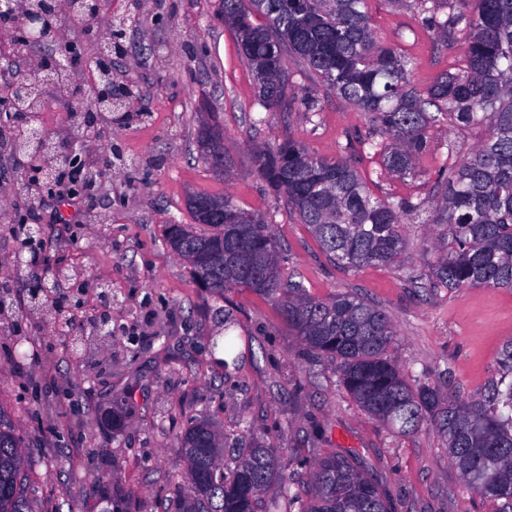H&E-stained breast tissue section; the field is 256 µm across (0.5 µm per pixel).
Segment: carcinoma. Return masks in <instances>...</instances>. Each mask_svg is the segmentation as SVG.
Returning a JSON list of instances; mask_svg holds the SVG:
<instances>
[{"label":"carcinoma","mask_w":512,"mask_h":512,"mask_svg":"<svg viewBox=\"0 0 512 512\" xmlns=\"http://www.w3.org/2000/svg\"><path fill=\"white\" fill-rule=\"evenodd\" d=\"M423 26L449 49L466 37L464 64L419 88L408 59L375 37L365 0H220L224 26L255 73L269 111L320 109L319 97L293 94L284 57L293 55L327 90L367 116L340 156L324 158L292 138L256 151L260 177L278 206L311 230L327 260L345 270L387 266L405 251V224L439 228L437 260L417 288L512 290V0H444L445 16L414 0ZM449 119L487 124L490 137L449 173L438 174L417 202L372 196L346 153L370 150L387 173L411 175L429 131ZM211 126L221 125L213 121ZM209 126V127H211ZM201 124L196 143L211 163ZM189 224H168L165 240L207 292L245 286L277 308L310 352L338 363V382L362 410L393 432L431 426L466 485L512 512V341L495 378L478 398L463 399L429 382H410L388 350L397 340L390 317L355 293L309 295L282 272L273 225L240 209L232 196L193 194ZM183 483L170 512H263L276 490L282 512H395L378 483L341 454L320 458L306 477L279 471L276 451L259 438L228 446L205 417L179 437ZM101 512H130L131 491L115 476L99 480ZM0 512H31L19 438L0 427Z\"/></svg>","instance_id":"obj_1"}]
</instances>
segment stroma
<instances>
[{
	"label": "stroma",
	"mask_w": 512,
	"mask_h": 512,
	"mask_svg": "<svg viewBox=\"0 0 512 512\" xmlns=\"http://www.w3.org/2000/svg\"><path fill=\"white\" fill-rule=\"evenodd\" d=\"M219 4L112 0L113 17L126 22L112 78L133 91L131 117L97 115L93 140L82 136L81 114L58 109L56 86L42 85L37 129L97 172L90 197L79 187L69 198L44 189L19 193L24 168L10 144L21 119L6 116L5 99L40 58L61 51L54 44L21 51L10 34L0 35V278L13 283V304L0 311V408L27 461L32 512H99L94 480L102 475L133 489L131 512H165L184 471L178 436L202 414L220 433L248 429L262 437L287 472L333 452L352 456L395 512H497L496 502L465 485L431 427L409 435L387 430L338 385L336 364L305 349L271 302L247 288L211 296L165 245L166 225L192 221L189 195H231L273 224L288 276L313 296L352 292L381 307L397 329L389 355L403 374H426L466 397L484 390L512 340V291L412 287L410 275L426 276L436 258L434 225H407L404 263L345 272L327 261L306 225L276 206L255 166L257 147L289 137L334 157L347 133L365 130L366 118L325 93L292 55L293 88L319 96L320 112L264 109ZM367 11L378 39L411 61L420 87L462 65L465 42L437 50L414 0H367ZM209 111L224 128L231 164L224 176L201 159L195 139ZM489 134L485 124L431 129L415 175L403 180L381 174L379 157L351 159L373 196L416 200L428 195L440 169ZM19 224L36 229L25 250L13 233ZM62 269L72 278L32 306L33 286ZM105 284L112 289L107 305ZM227 315L242 352L229 365L210 345ZM122 399L124 427L116 434L105 418Z\"/></svg>",
	"instance_id": "stroma-1"
}]
</instances>
